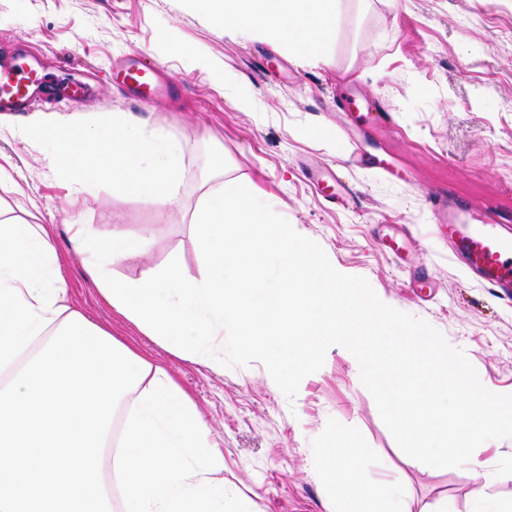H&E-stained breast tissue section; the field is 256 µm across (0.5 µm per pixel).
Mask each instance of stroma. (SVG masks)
Returning <instances> with one entry per match:
<instances>
[{
	"label": "stroma",
	"instance_id": "obj_1",
	"mask_svg": "<svg viewBox=\"0 0 512 512\" xmlns=\"http://www.w3.org/2000/svg\"><path fill=\"white\" fill-rule=\"evenodd\" d=\"M33 47L42 67L69 83L94 80L75 101L61 91L0 117V166L16 190L0 197L13 216L51 225L68 303L111 329L188 389L224 454L230 496L255 512H328L318 454L345 440L375 474L401 481L415 512H467L474 482L464 468H433L405 455L383 423L358 368L335 349L287 399L258 362L220 368L179 356L102 298L69 247L67 224L94 235L145 238L141 256L116 263L137 280L178 259L198 276L189 220L207 147L227 161L224 181L256 185L282 201L292 227L338 270L365 277L388 305L423 319L463 349L481 383L512 394V300L459 259L433 200L455 194L474 214L512 232V0H343L329 66H301L262 39L224 34L184 0H0V55ZM196 53L213 70L190 68ZM141 56L166 86L142 93L112 79ZM250 94L253 106L237 101ZM129 112L146 130L183 145L181 206L158 219L147 198L59 179L47 151L20 127L31 115L103 117ZM330 126L335 148L313 131ZM329 167L354 200L329 202L307 179Z\"/></svg>",
	"mask_w": 512,
	"mask_h": 512
}]
</instances>
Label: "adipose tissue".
Returning <instances> with one entry per match:
<instances>
[{"label":"adipose tissue","instance_id":"ef3b65f1","mask_svg":"<svg viewBox=\"0 0 512 512\" xmlns=\"http://www.w3.org/2000/svg\"><path fill=\"white\" fill-rule=\"evenodd\" d=\"M215 26L272 41L303 65L328 64L341 0H186ZM54 233L0 214V389L45 346L71 313ZM127 415L122 443L106 455L121 474L124 512H251L228 499L224 455L205 438L191 395L153 366ZM332 512H412L408 489L376 478L351 442L323 451Z\"/></svg>","mask_w":512,"mask_h":512}]
</instances>
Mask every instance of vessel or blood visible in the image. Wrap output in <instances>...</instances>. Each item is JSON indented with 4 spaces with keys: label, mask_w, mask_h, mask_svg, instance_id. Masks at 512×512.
<instances>
[{
    "label": "vessel or blood",
    "mask_w": 512,
    "mask_h": 512,
    "mask_svg": "<svg viewBox=\"0 0 512 512\" xmlns=\"http://www.w3.org/2000/svg\"><path fill=\"white\" fill-rule=\"evenodd\" d=\"M137 86L152 87L148 65L128 59L122 67ZM47 76L18 63L0 65V112L25 111L37 91L49 88ZM448 236L458 242L468 265L494 287L512 289V237L498 233L492 222L475 219L468 223L449 221Z\"/></svg>",
    "instance_id": "1"
}]
</instances>
